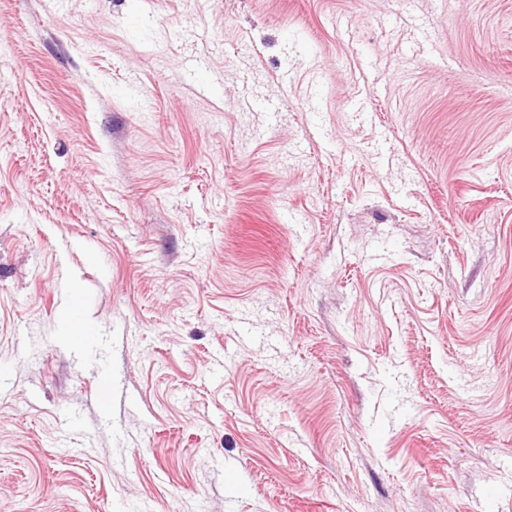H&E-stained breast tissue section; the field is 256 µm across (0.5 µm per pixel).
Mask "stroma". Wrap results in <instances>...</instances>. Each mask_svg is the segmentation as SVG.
I'll return each instance as SVG.
<instances>
[{
	"label": "stroma",
	"mask_w": 512,
	"mask_h": 512,
	"mask_svg": "<svg viewBox=\"0 0 512 512\" xmlns=\"http://www.w3.org/2000/svg\"><path fill=\"white\" fill-rule=\"evenodd\" d=\"M143 507L512 512V0H0V512Z\"/></svg>",
	"instance_id": "35a3bbf8"
}]
</instances>
